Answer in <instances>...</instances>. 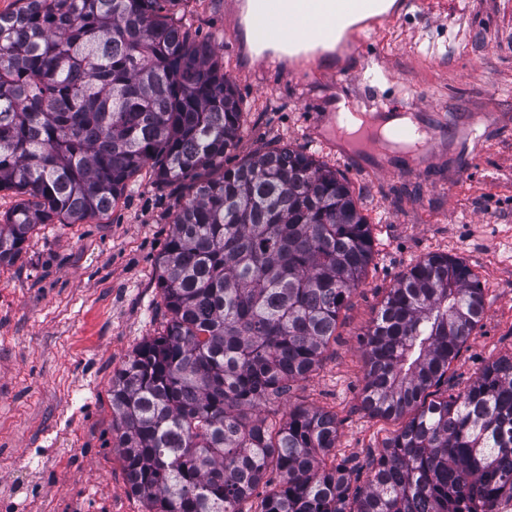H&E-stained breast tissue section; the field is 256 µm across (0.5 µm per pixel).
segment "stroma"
Listing matches in <instances>:
<instances>
[{
	"instance_id": "stroma-1",
	"label": "stroma",
	"mask_w": 512,
	"mask_h": 512,
	"mask_svg": "<svg viewBox=\"0 0 512 512\" xmlns=\"http://www.w3.org/2000/svg\"><path fill=\"white\" fill-rule=\"evenodd\" d=\"M234 11L235 0H184L179 14L192 39L211 42L238 92L243 131L225 165L282 146L312 155L347 182L372 240L363 283L318 367L260 411L276 422L297 406L333 411L331 457L353 466L352 485L363 488L371 456L402 426L363 407V339L412 265L434 253L458 258L484 293V314L438 397L512 356V0H422L350 29L330 58L275 66L237 49ZM337 67L346 82L331 76ZM380 100L435 129L432 149L388 143L351 158L354 136L339 149L317 141L313 113L343 101L361 115ZM185 195L143 168L106 216L39 225L21 256L0 265V498L19 512H59L75 491L104 510L115 502L144 512L112 436V377L165 321L154 259ZM25 456L32 469L19 467Z\"/></svg>"
}]
</instances>
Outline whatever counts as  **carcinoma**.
<instances>
[{"mask_svg": "<svg viewBox=\"0 0 512 512\" xmlns=\"http://www.w3.org/2000/svg\"><path fill=\"white\" fill-rule=\"evenodd\" d=\"M0 13V264L39 224L105 216L152 164L187 182L155 264L166 318L112 376V428L146 512H468L512 491V357L427 400L484 313L478 276L433 254L367 333L363 406L413 416L350 493L336 414H256L319 364L371 258L348 185L288 147L224 166L243 112L182 0H21ZM267 487L258 510L244 507Z\"/></svg>", "mask_w": 512, "mask_h": 512, "instance_id": "cac0c4a2", "label": "carcinoma"}]
</instances>
